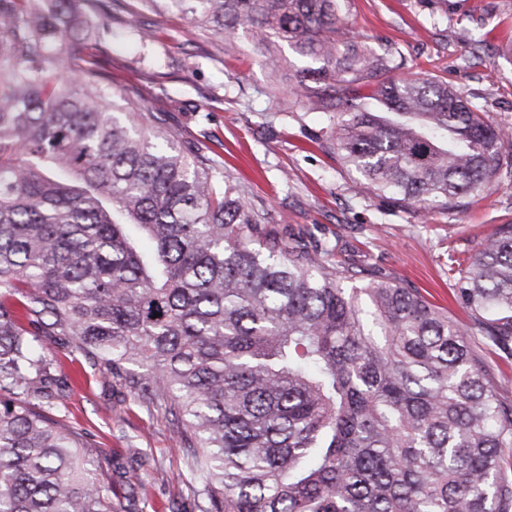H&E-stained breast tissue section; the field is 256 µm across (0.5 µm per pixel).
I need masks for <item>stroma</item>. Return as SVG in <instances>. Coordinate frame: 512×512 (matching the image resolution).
<instances>
[{"instance_id": "35a3bbf8", "label": "stroma", "mask_w": 512, "mask_h": 512, "mask_svg": "<svg viewBox=\"0 0 512 512\" xmlns=\"http://www.w3.org/2000/svg\"><path fill=\"white\" fill-rule=\"evenodd\" d=\"M344 28L391 58L395 76L444 80L489 123L512 131V0H347ZM73 30L113 92L141 98L166 113L185 145L207 148L266 223L287 234L311 230L335 245L336 260L360 267L361 282L381 275L467 321L454 267L495 225L512 224V178L448 210L376 197L329 149L330 115L319 98L289 104L252 48L221 54L176 12L144 17L136 0H114L111 15ZM42 353L67 385L66 422L101 450L119 512L133 487L153 512H193L170 416L81 353L53 343Z\"/></svg>"}]
</instances>
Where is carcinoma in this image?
<instances>
[{"label": "carcinoma", "instance_id": "1", "mask_svg": "<svg viewBox=\"0 0 512 512\" xmlns=\"http://www.w3.org/2000/svg\"><path fill=\"white\" fill-rule=\"evenodd\" d=\"M0 0V512H118L36 337L168 412L196 512H512V224L459 270L458 325L417 291L357 284L314 233L284 236L162 113L114 112L75 73V0ZM226 54L331 91L328 141L367 190L446 209L498 181L512 133L441 80L395 79L347 37L345 0H140ZM308 62L298 69L283 49ZM370 87L367 94L355 85ZM474 349L494 374L499 393L512 398V359L506 358L500 351L483 342L476 343Z\"/></svg>", "mask_w": 512, "mask_h": 512}]
</instances>
